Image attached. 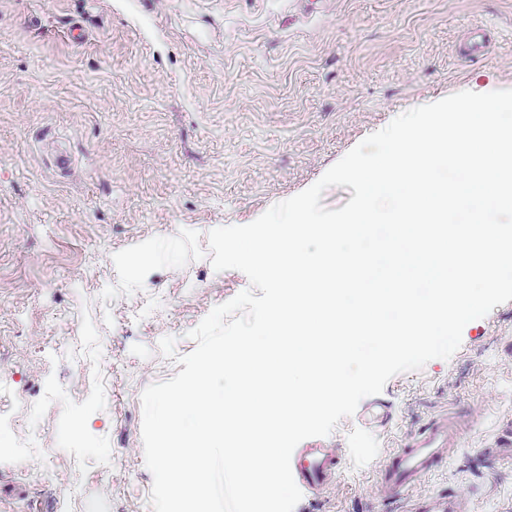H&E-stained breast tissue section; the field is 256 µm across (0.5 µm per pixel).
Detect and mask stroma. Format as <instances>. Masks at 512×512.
<instances>
[{
  "instance_id": "35a3bbf8",
  "label": "stroma",
  "mask_w": 512,
  "mask_h": 512,
  "mask_svg": "<svg viewBox=\"0 0 512 512\" xmlns=\"http://www.w3.org/2000/svg\"><path fill=\"white\" fill-rule=\"evenodd\" d=\"M478 29L489 48L461 57ZM499 89L512 0H0V512H153L141 394L249 281L205 257L105 302L115 252L248 224L399 114ZM452 409L474 416L458 448L386 497L385 455ZM511 437L509 301L342 419L325 438L335 483L294 512H407L448 492L512 512Z\"/></svg>"
}]
</instances>
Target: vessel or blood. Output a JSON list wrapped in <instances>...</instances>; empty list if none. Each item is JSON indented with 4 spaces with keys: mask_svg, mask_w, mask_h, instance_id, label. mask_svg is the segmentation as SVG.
Listing matches in <instances>:
<instances>
[{
    "mask_svg": "<svg viewBox=\"0 0 512 512\" xmlns=\"http://www.w3.org/2000/svg\"><path fill=\"white\" fill-rule=\"evenodd\" d=\"M467 425L464 416L451 411L436 416L422 431L410 436L403 447L390 452L379 466L384 491L391 495L406 493L431 475L451 449L457 447L458 433ZM291 470L298 486L309 494H320L336 477L337 453L322 444L295 449ZM411 512H470V508L458 496L446 495L431 502L415 500Z\"/></svg>",
    "mask_w": 512,
    "mask_h": 512,
    "instance_id": "1",
    "label": "vessel or blood"
}]
</instances>
